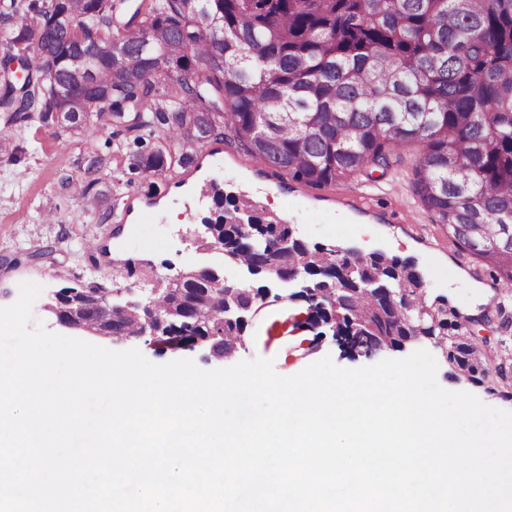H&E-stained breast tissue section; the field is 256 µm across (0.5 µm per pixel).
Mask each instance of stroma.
Returning a JSON list of instances; mask_svg holds the SVG:
<instances>
[{
    "label": "stroma",
    "mask_w": 512,
    "mask_h": 512,
    "mask_svg": "<svg viewBox=\"0 0 512 512\" xmlns=\"http://www.w3.org/2000/svg\"><path fill=\"white\" fill-rule=\"evenodd\" d=\"M4 142L10 148L0 152V306L17 300L21 282L40 284L44 293L33 319L59 334L62 326L42 305L48 292L66 286L93 282L146 295L191 266L219 265L229 278L246 277L240 267L225 263L220 252H199L196 238L205 235V223L216 205L210 201L196 206L178 195L188 170L148 177L132 169L134 156L152 150L156 139L112 124L88 141L35 118L9 124L0 116V143ZM221 146L222 154L208 160V175L218 193L259 184L262 192L254 200L260 210L286 215L295 236L307 244L357 251L368 246L389 257L412 260L428 297L448 309L447 335L409 342L400 349L351 352L332 332L309 327L308 305L293 298L292 285L256 276L249 279L251 287L270 286L281 299L249 321L241 345L224 358L215 357L206 345L176 346L141 336L92 338L84 332L81 340L118 351L136 348L156 364L190 358L204 370L266 357L285 376L326 356L338 366L359 368L425 349L438 363L437 380L443 388L466 391L486 405L512 411L511 372L495 388L477 387L443 355L458 337L477 336L486 338L499 358L512 360V294H504L503 284L493 279L485 261L449 238L446 226L414 194L409 163L418 154V145H400L405 168L370 170L322 186L293 181L274 166L264 173L243 170L248 157L232 128H225ZM95 154L105 166L93 184L85 169L88 156ZM149 198L163 200L165 210L145 214L137 224L123 222L129 203ZM92 237L103 247L118 243L123 258L89 254L86 242ZM479 285L489 289L480 303L474 298Z\"/></svg>",
    "instance_id": "obj_1"
}]
</instances>
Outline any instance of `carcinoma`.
Returning a JSON list of instances; mask_svg holds the SVG:
<instances>
[{"label": "carcinoma", "mask_w": 512, "mask_h": 512, "mask_svg": "<svg viewBox=\"0 0 512 512\" xmlns=\"http://www.w3.org/2000/svg\"><path fill=\"white\" fill-rule=\"evenodd\" d=\"M150 0L137 23L116 26L125 0H17L0 7V112L11 122L37 113L86 138L133 108L132 127L160 145L135 169H187L194 146L236 132L253 159L296 181L332 184L370 168L403 163L402 143L420 145L411 186L448 226V236L512 284V0ZM91 41L112 56H81ZM189 76L160 94L165 71ZM272 245L288 233L266 214L250 221ZM224 256L253 267L260 257L224 228ZM312 275L322 295L350 288L338 312L364 320L368 346H393L389 315L413 306L423 281L413 263L340 246L299 244L282 257ZM224 297L189 301L176 326L158 336L185 343L203 328L230 350L241 330L221 324ZM111 330L134 335L138 322L115 311ZM431 335H448L444 308L423 309ZM449 362L484 363L464 337Z\"/></svg>", "instance_id": "carcinoma-1"}]
</instances>
